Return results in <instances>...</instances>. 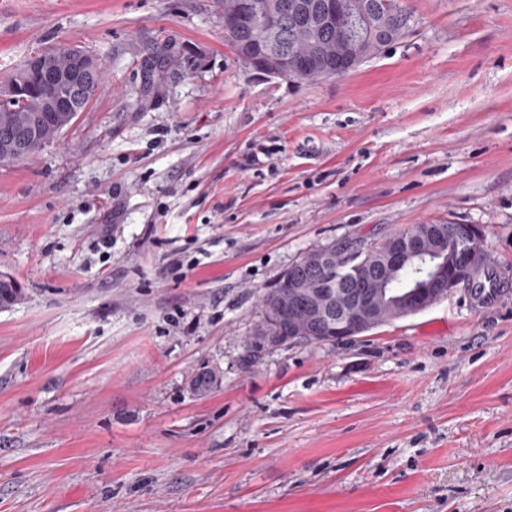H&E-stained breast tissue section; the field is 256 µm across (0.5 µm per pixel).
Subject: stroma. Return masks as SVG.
<instances>
[{"mask_svg":"<svg viewBox=\"0 0 512 512\" xmlns=\"http://www.w3.org/2000/svg\"><path fill=\"white\" fill-rule=\"evenodd\" d=\"M406 5L298 85L236 57L221 0H0V84L63 44L103 66L0 166V512H512V288L246 359L315 248L475 224L512 268V0Z\"/></svg>","mask_w":512,"mask_h":512,"instance_id":"obj_1","label":"stroma"}]
</instances>
